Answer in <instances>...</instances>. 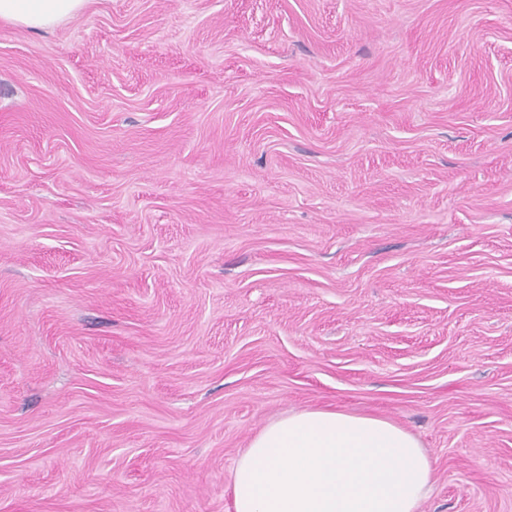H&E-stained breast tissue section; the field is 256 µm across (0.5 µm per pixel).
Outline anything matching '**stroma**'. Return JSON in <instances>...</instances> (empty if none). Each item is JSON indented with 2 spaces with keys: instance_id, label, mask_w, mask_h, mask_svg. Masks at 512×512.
Listing matches in <instances>:
<instances>
[{
  "instance_id": "1",
  "label": "stroma",
  "mask_w": 512,
  "mask_h": 512,
  "mask_svg": "<svg viewBox=\"0 0 512 512\" xmlns=\"http://www.w3.org/2000/svg\"><path fill=\"white\" fill-rule=\"evenodd\" d=\"M316 407L512 512V0L0 21V512H233Z\"/></svg>"
}]
</instances>
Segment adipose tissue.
Returning <instances> with one entry per match:
<instances>
[{
	"label": "adipose tissue",
	"instance_id": "adipose-tissue-1",
	"mask_svg": "<svg viewBox=\"0 0 512 512\" xmlns=\"http://www.w3.org/2000/svg\"><path fill=\"white\" fill-rule=\"evenodd\" d=\"M89 0H0V20L28 29L81 14ZM433 468L395 421L303 409L268 422L232 471L234 512H420Z\"/></svg>",
	"mask_w": 512,
	"mask_h": 512
}]
</instances>
